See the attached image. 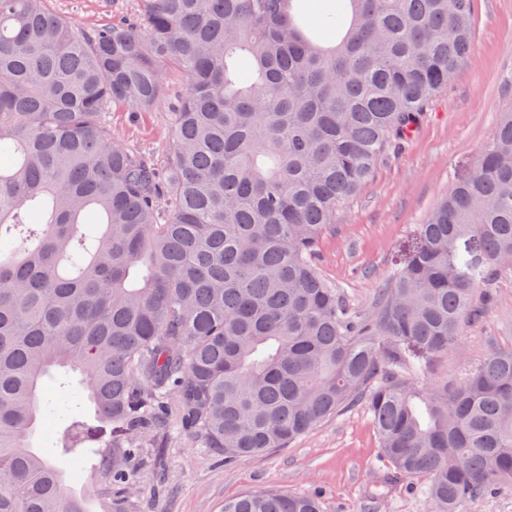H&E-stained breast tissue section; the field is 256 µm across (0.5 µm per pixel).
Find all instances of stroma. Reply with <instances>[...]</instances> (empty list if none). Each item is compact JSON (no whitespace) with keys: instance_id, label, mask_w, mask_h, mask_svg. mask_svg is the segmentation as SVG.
<instances>
[{"instance_id":"1","label":"stroma","mask_w":512,"mask_h":512,"mask_svg":"<svg viewBox=\"0 0 512 512\" xmlns=\"http://www.w3.org/2000/svg\"><path fill=\"white\" fill-rule=\"evenodd\" d=\"M79 26L139 14V0H51ZM474 49L422 115L412 136L379 161L370 181L342 205L315 260L319 275L367 308L400 268L419 224L463 179L488 146L501 113L512 106V0H474ZM167 107L152 112L110 110L113 130L145 153L169 136ZM483 320L468 329L464 355L440 359L428 381L454 379L462 358L480 360L512 347V270L496 284ZM164 469L141 472L133 490L144 512H223L226 500L262 492L318 493L323 512H428L423 478L390 480L367 410H343L288 447L226 464L193 438H174Z\"/></svg>"}]
</instances>
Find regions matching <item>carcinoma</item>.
<instances>
[{"label": "carcinoma", "instance_id": "cac0c4a2", "mask_svg": "<svg viewBox=\"0 0 512 512\" xmlns=\"http://www.w3.org/2000/svg\"><path fill=\"white\" fill-rule=\"evenodd\" d=\"M140 0L79 27L0 0V512H143L134 476L178 430L224 455L371 415L430 512L512 484V349L422 382L512 270V109L419 225L370 308L315 268L336 211L407 140L472 51V0ZM162 161L122 140L178 80ZM63 370L81 390L56 400ZM55 422L40 453L38 428ZM224 512H322L266 491Z\"/></svg>", "mask_w": 512, "mask_h": 512}]
</instances>
